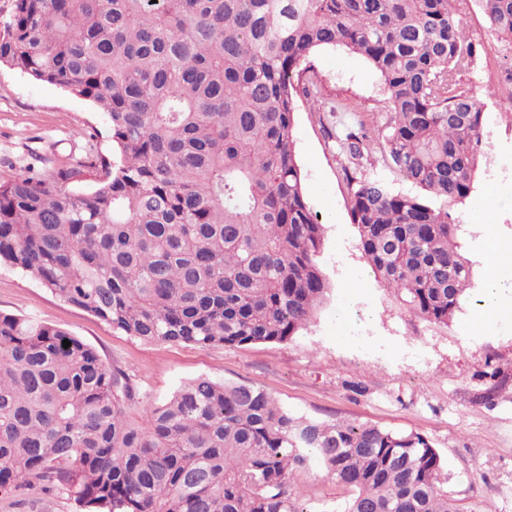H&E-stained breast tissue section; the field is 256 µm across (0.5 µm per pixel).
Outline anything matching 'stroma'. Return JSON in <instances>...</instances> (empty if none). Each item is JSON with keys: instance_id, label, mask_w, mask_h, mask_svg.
I'll list each match as a JSON object with an SVG mask.
<instances>
[{"instance_id": "stroma-1", "label": "stroma", "mask_w": 512, "mask_h": 512, "mask_svg": "<svg viewBox=\"0 0 512 512\" xmlns=\"http://www.w3.org/2000/svg\"><path fill=\"white\" fill-rule=\"evenodd\" d=\"M458 7L469 35L483 46L476 65L458 79L483 106L484 154L471 197L454 208L462 249L474 263L475 300L452 323L416 316L367 268L350 218L347 157L333 137L346 115L321 111L304 96L296 100L293 145L306 201L324 226L320 261L333 291L299 336L242 347L145 343L4 264L0 312L58 327L92 346L106 365L124 370L136 390L126 405L132 424L143 425L146 404L201 375L255 384L299 415L420 433L442 458L458 512H512V306L489 327H473L485 293L479 216L488 217L498 239H512V45L489 30L477 0H460ZM306 65L321 101L350 104L372 136H381L382 83L363 58L326 47ZM97 153H112L103 112L0 64V181ZM355 268L364 280L349 291L342 283ZM294 497L301 512H344L350 494L315 467L295 475Z\"/></svg>"}]
</instances>
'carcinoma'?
Returning <instances> with one entry per match:
<instances>
[{"mask_svg": "<svg viewBox=\"0 0 512 512\" xmlns=\"http://www.w3.org/2000/svg\"><path fill=\"white\" fill-rule=\"evenodd\" d=\"M0 64L93 103L114 159L0 181V264L146 343L280 344L330 292L324 228L292 139L294 76L344 47L379 75L388 166L444 203L343 167L376 280L449 324L472 263L450 207L472 193L483 108L457 75L482 46L456 0H8ZM512 43V0H479ZM362 121L336 129L354 160ZM88 175L93 185H69ZM71 342L65 348L63 340ZM134 387L89 345L0 312V500L65 492L86 512H300L313 465L344 512H457L417 432L297 416L264 388L194 378L125 418Z\"/></svg>", "mask_w": 512, "mask_h": 512, "instance_id": "1", "label": "carcinoma"}]
</instances>
